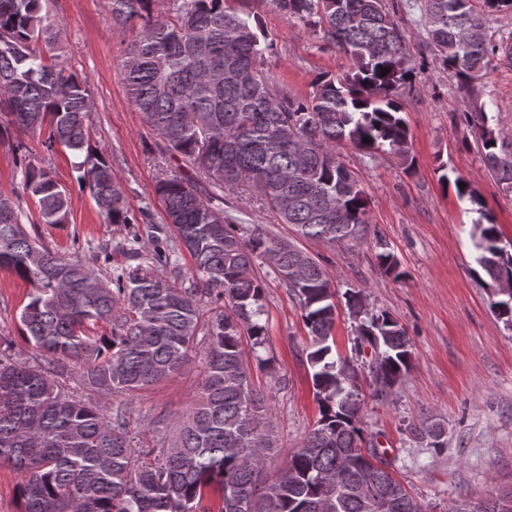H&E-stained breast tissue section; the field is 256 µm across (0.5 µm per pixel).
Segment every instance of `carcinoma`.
I'll return each instance as SVG.
<instances>
[{
    "label": "carcinoma",
    "instance_id": "carcinoma-1",
    "mask_svg": "<svg viewBox=\"0 0 512 512\" xmlns=\"http://www.w3.org/2000/svg\"><path fill=\"white\" fill-rule=\"evenodd\" d=\"M272 3L350 55L354 73L321 75L304 97L278 94L261 68L273 41L257 17L226 10L224 0H109L113 21L140 29L122 60L133 104L172 154L201 166L208 183L202 192L180 176L159 177L155 193L166 225H150L145 241L135 235L114 245L135 264L108 278L96 267L106 245L89 260L56 255L23 223L19 200L0 194V268L31 286L20 323L41 355L20 361L0 337V467L27 473L18 488L21 512H424L361 426L362 371L336 352L339 302L327 268L294 241L259 224H237L221 207L224 191L245 179L296 236L332 246L364 239L367 194L339 147H387L408 162L409 129L398 101L414 75L405 34L385 0ZM481 4L419 0L435 60L466 94L500 52L487 39L485 15L512 9V0ZM92 109L88 79L66 66L42 0H0V117L22 133L47 130L42 146L59 144L78 158L79 180L104 223L136 224L112 165L91 154ZM466 121L485 165L511 193L512 153L499 147L494 117L476 108ZM439 170L478 214L471 234L478 275L491 288V309L512 327V295L497 293L501 282H512V253L500 246L498 225L477 192L459 187L460 177L449 179L445 166ZM22 188L41 223H68V195L51 169L28 162ZM376 243L379 265L403 278L388 244L379 236ZM183 249L193 260L190 272L179 264ZM262 264L298 301L319 409L316 426L271 482L265 464L279 452L278 437L242 350L244 338L254 353L266 342ZM157 266L172 279L154 277ZM344 298L359 319L355 351L371 348L375 385L393 387L413 358L406 328L385 311H365L358 291ZM102 322L110 333L93 332ZM199 348L205 366L196 401L171 433L148 445L131 434L128 406L105 410L67 384L74 364L80 387L132 397ZM408 431L428 448L446 447L438 423ZM362 482L373 485L372 498L354 493ZM214 487L217 511L205 503Z\"/></svg>",
    "mask_w": 512,
    "mask_h": 512
}]
</instances>
